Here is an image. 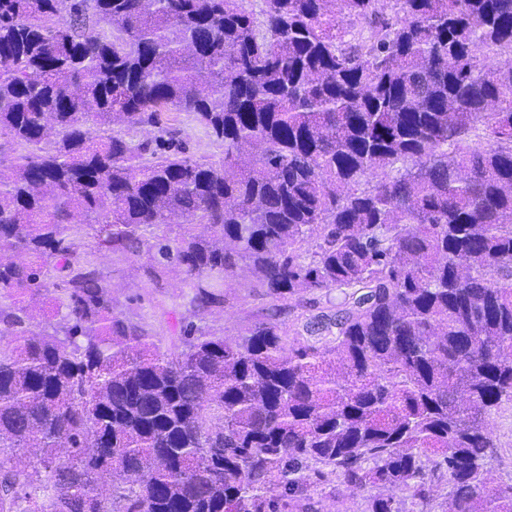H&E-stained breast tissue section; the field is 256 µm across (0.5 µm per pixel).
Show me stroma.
Wrapping results in <instances>:
<instances>
[{"instance_id":"1","label":"stroma","mask_w":512,"mask_h":512,"mask_svg":"<svg viewBox=\"0 0 512 512\" xmlns=\"http://www.w3.org/2000/svg\"><path fill=\"white\" fill-rule=\"evenodd\" d=\"M156 234L148 229L139 244L127 250H112L99 245L92 229L83 227L73 237L74 251L81 263L96 267L112 288L119 316L151 329L160 340H167L177 318L188 317L216 334L234 338L272 306L266 296L254 290L245 274L228 279L224 287L225 305L204 313L194 312L193 291L182 273L167 269L162 281H154L147 269ZM497 443L491 477L496 483L512 481V403H502L488 419ZM374 488L356 489L340 482L328 486L315 505L316 512H364L367 497Z\"/></svg>"}]
</instances>
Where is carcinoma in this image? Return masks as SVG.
I'll return each mask as SVG.
<instances>
[{"instance_id": "obj_1", "label": "carcinoma", "mask_w": 512, "mask_h": 512, "mask_svg": "<svg viewBox=\"0 0 512 512\" xmlns=\"http://www.w3.org/2000/svg\"><path fill=\"white\" fill-rule=\"evenodd\" d=\"M0 0V512H512V0ZM349 21V28L342 26ZM188 112L223 147L187 154ZM156 133L135 143L129 131ZM199 310L164 349L79 263L80 225ZM338 295L302 330L305 294ZM61 314L34 330L31 303ZM487 422L498 447L491 465V478L497 484H510L512 480V403L503 402ZM377 493L378 489L375 488L356 489L334 481L325 489L322 497L316 498L319 502L314 509L318 512H363L366 498Z\"/></svg>"}]
</instances>
